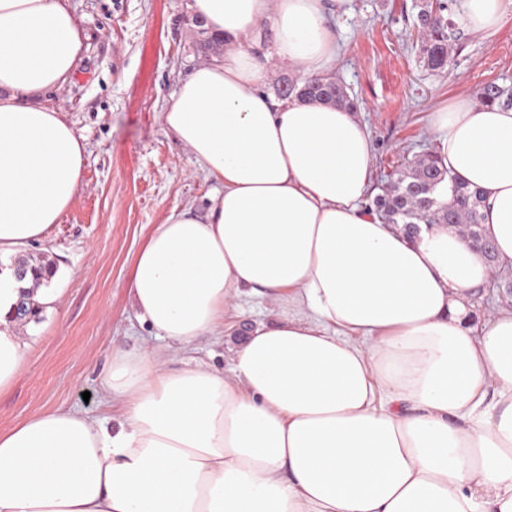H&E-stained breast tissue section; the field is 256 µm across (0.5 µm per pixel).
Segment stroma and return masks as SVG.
<instances>
[{
	"mask_svg": "<svg viewBox=\"0 0 512 512\" xmlns=\"http://www.w3.org/2000/svg\"><path fill=\"white\" fill-rule=\"evenodd\" d=\"M189 0H69L88 49L73 80L45 100L63 110L87 144L84 177L73 205L47 236L21 256L52 262L56 302L16 322L29 344L27 365L0 392V430L50 408L107 415L100 381L113 345L140 353L168 348L167 369L204 363L230 368L234 337L268 320L271 302L241 298L229 336H202L183 348L166 344L128 307L134 256L175 208L205 211L214 186L161 114L180 83L205 63L189 22ZM415 0H352L334 15L345 40L329 75L342 84L367 124L373 183L381 185L430 150L438 133L429 116L455 95L478 96L489 83L512 84V16L494 34L463 32L448 71L429 69L415 27Z\"/></svg>",
	"mask_w": 512,
	"mask_h": 512,
	"instance_id": "stroma-1",
	"label": "stroma"
}]
</instances>
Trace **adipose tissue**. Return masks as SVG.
Returning <instances> with one entry per match:
<instances>
[{
	"mask_svg": "<svg viewBox=\"0 0 512 512\" xmlns=\"http://www.w3.org/2000/svg\"><path fill=\"white\" fill-rule=\"evenodd\" d=\"M348 0H191L223 36L162 114L217 187L137 252L127 300L182 347L233 329L241 290L269 298L229 371L112 348L119 428L73 409L0 431V512H512V306L474 287L512 268V108L472 96L430 116L448 171L480 190L495 263L452 224L407 237L365 208L370 132L350 109L265 93L262 22L297 73L325 74ZM495 31L512 0H460ZM85 51L67 0H0V255L73 204L86 144L44 96ZM31 279L0 276V391L29 344L10 326Z\"/></svg>",
	"mask_w": 512,
	"mask_h": 512,
	"instance_id": "1",
	"label": "adipose tissue"
}]
</instances>
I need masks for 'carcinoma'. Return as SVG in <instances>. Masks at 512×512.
Returning <instances> with one entry per match:
<instances>
[{"label": "carcinoma", "mask_w": 512, "mask_h": 512, "mask_svg": "<svg viewBox=\"0 0 512 512\" xmlns=\"http://www.w3.org/2000/svg\"><path fill=\"white\" fill-rule=\"evenodd\" d=\"M416 26L423 36L424 63L433 70L447 69L460 31L445 0H427L421 5ZM274 89L282 99L354 108L343 86L325 75L300 80L284 73L274 83ZM479 99L483 104L512 107V88L490 83L481 89ZM373 205L379 217L389 224H403L408 229L419 224H465L474 242L482 240L480 191L448 175L439 154L433 151L422 155L397 179L381 185Z\"/></svg>", "instance_id": "1"}]
</instances>
